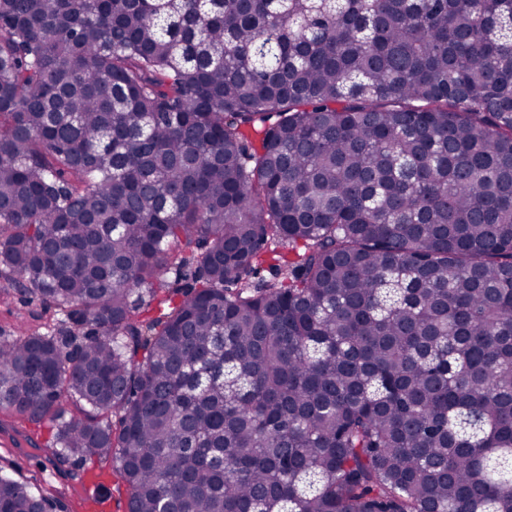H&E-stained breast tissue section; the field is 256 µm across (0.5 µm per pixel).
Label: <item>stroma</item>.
I'll return each instance as SVG.
<instances>
[{"label": "stroma", "instance_id": "35a3bbf8", "mask_svg": "<svg viewBox=\"0 0 512 512\" xmlns=\"http://www.w3.org/2000/svg\"><path fill=\"white\" fill-rule=\"evenodd\" d=\"M55 319V308L49 302L0 290V334L12 336L22 327L43 331L52 327ZM56 428V422L48 419L22 423L0 411V470L45 494L62 495L56 512H125V488L110 464L73 458L53 466L40 451L17 443L25 431L35 433L39 442L49 441Z\"/></svg>", "mask_w": 512, "mask_h": 512}]
</instances>
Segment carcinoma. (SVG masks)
Wrapping results in <instances>:
<instances>
[{
	"label": "carcinoma",
	"mask_w": 512,
	"mask_h": 512,
	"mask_svg": "<svg viewBox=\"0 0 512 512\" xmlns=\"http://www.w3.org/2000/svg\"><path fill=\"white\" fill-rule=\"evenodd\" d=\"M4 276L127 512H512V0H0ZM56 315L55 308L48 301L16 293L14 290H0V330L4 336L18 335V327L46 332L51 329Z\"/></svg>",
	"instance_id": "obj_1"
}]
</instances>
